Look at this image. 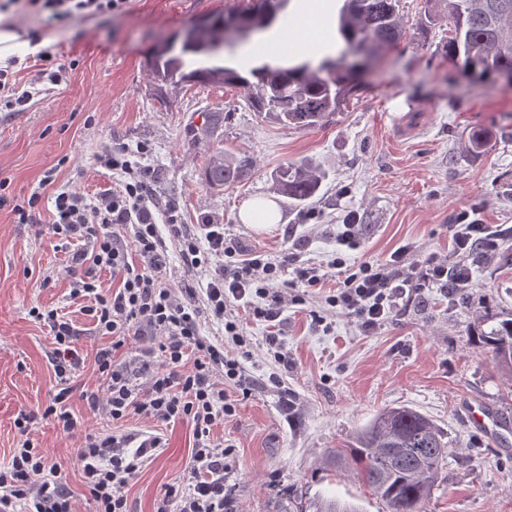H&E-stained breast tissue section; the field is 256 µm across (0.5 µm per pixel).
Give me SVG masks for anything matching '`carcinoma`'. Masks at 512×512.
<instances>
[{
    "label": "carcinoma",
    "instance_id": "cac0c4a2",
    "mask_svg": "<svg viewBox=\"0 0 512 512\" xmlns=\"http://www.w3.org/2000/svg\"><path fill=\"white\" fill-rule=\"evenodd\" d=\"M206 18L181 39H162L154 46L153 84L161 97L169 87L185 83L232 85L244 92L246 107L266 120L298 130L321 124L347 103L356 85L340 70L337 58L319 66L306 60L273 64L262 57L247 66L224 62V34L244 38L269 29L288 0H248ZM401 0H343L337 31L356 53L370 59L384 47L397 44L404 33ZM445 55L473 82L500 80L512 74V0H448V41ZM256 161L250 154L219 150L208 158L203 181L214 189L241 183ZM275 193L292 205H303L321 190L327 173L304 159L276 168L270 175ZM475 342L494 354L512 376V313L474 323ZM448 454L444 433L432 420L408 407L379 413L349 448H338V461L351 455L362 464L359 472L382 512H426L438 486ZM304 512H363L352 502L319 494Z\"/></svg>",
    "mask_w": 512,
    "mask_h": 512
}]
</instances>
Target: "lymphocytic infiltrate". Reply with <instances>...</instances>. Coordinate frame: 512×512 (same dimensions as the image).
<instances>
[{
  "label": "lymphocytic infiltrate",
  "mask_w": 512,
  "mask_h": 512,
  "mask_svg": "<svg viewBox=\"0 0 512 512\" xmlns=\"http://www.w3.org/2000/svg\"><path fill=\"white\" fill-rule=\"evenodd\" d=\"M26 2L35 11L47 12L62 29L76 12L113 11L123 0ZM37 57L43 66L23 88L0 68V112L24 111L38 84L62 82L50 49H41ZM144 151L141 145L114 143L96 156L97 166L120 175L119 189L87 196L55 185L48 174L13 208L22 224L36 223L38 214L48 213L72 277L70 297L83 300L82 312L91 318L97 335L110 339L109 346L95 354L103 387L82 397L89 408L104 410L114 428L83 432L81 418L69 406L83 364L77 349L80 332L57 311L31 309V316L47 322L54 336L58 390L42 414L23 410L15 420L23 440L8 462L0 464V512H74L55 465L28 436L40 417L53 420L66 435H81L78 459L94 512H132L124 489L164 446L160 434L121 430V423L133 415L157 424L187 421L193 427L192 480L184 487L168 486L155 512H228L232 488L227 476L234 448L217 441L213 429L235 416L237 397L252 396L264 385L245 370L250 340L233 309L248 307L254 318L266 323L267 344L275 362L284 367L288 352L279 343L277 329L287 306L304 304L308 289L323 287L328 280L318 268L301 264L299 254L288 252L281 260H270L226 237L223 225H204L200 238L187 233L176 208L159 202L151 169L136 161V154ZM161 223L178 242L185 264L205 273L203 291L188 285L174 289L167 283L168 251L157 231ZM360 231L353 214L336 230L340 251L331 266L338 283L326 303L366 333L399 320L424 289L466 291L472 285L468 258H492L501 240L512 236L511 226L482 224L462 211L451 226L456 262L438 253L417 256L415 245L406 243L385 260L351 264L344 252L358 247ZM133 251L139 253L140 263L130 261ZM104 271L118 279V287L100 286ZM204 314L223 324V343L201 335ZM140 336L148 337V346L129 360L116 361V351Z\"/></svg>",
  "instance_id": "f902f5d3"
}]
</instances>
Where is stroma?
I'll return each instance as SVG.
<instances>
[{"mask_svg":"<svg viewBox=\"0 0 512 512\" xmlns=\"http://www.w3.org/2000/svg\"><path fill=\"white\" fill-rule=\"evenodd\" d=\"M242 0H124L108 13L74 16L66 29L46 25L44 15L25 10L20 0H0L19 37L38 32L65 70L61 85L36 95L23 112H0V194L19 201L47 171L77 191L96 195L118 188V174L97 167L95 154L114 143L146 146L139 161L154 171L161 203L173 205L187 232L223 225L226 236L244 241L271 260L299 244L303 262L324 266L336 254V226L356 213L363 226L350 260L376 261L405 242L420 254L452 251L450 226L456 213L475 212L485 224L512 226V89L474 85L442 54L448 11L442 0H402L405 32L382 48L354 95L316 128L296 130L259 117L239 89L188 85L168 98L154 91L149 60L156 36L183 34L194 22L240 7ZM431 27H423L426 15ZM317 45L315 27H304L286 8L262 38L228 43L224 55L245 65L280 42ZM226 116L220 143L202 134L205 115ZM488 130L482 152L466 148L472 130ZM252 155L257 166L244 182L221 190L206 186L201 169L213 148ZM310 159L328 172L321 191L296 208L272 189L280 165ZM274 201L279 223H241L245 202ZM49 230L17 223L10 207L0 208V463L21 438L19 411L37 413L32 437L73 496L76 512H93L77 459L79 436L64 435L40 413L55 391L53 336L31 308L55 309L81 329L85 360L71 408L87 429L108 420L91 410L81 391L100 388L95 370L98 348L91 321L70 299L64 255ZM512 239L498 255L471 259L473 286L444 297L425 289L423 303L401 320L362 332L352 319L328 314L323 326L311 322L323 310L325 291H311L305 304L288 307L279 341L289 367L275 363L265 323L243 307L251 356L247 374L279 377L295 394L300 417L288 427L276 388L266 385L240 402L232 421L214 430L235 448L228 483L235 512H298L309 497L331 490L356 500L364 512L380 505L367 488L336 464V449L351 447L356 434L381 410L405 406L432 419L448 441L445 481L434 491L428 512H512V382L485 349L471 344L479 316L512 312ZM497 415L496 436L469 422L470 405ZM165 446L129 482L125 493L134 512H154L171 485L191 480L193 429L177 422L163 429Z\"/></svg>","mask_w":512,"mask_h":512,"instance_id":"35a3bbf8","label":"stroma"}]
</instances>
